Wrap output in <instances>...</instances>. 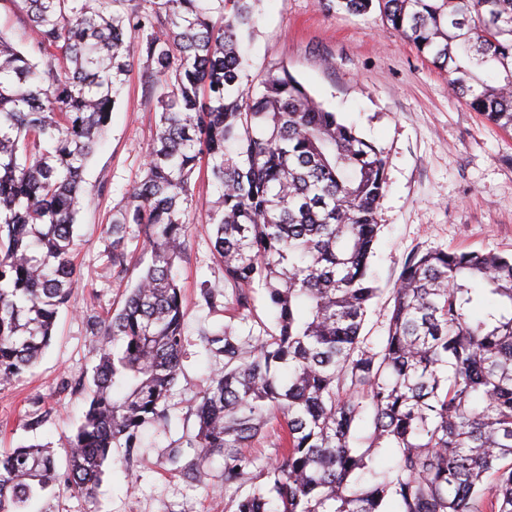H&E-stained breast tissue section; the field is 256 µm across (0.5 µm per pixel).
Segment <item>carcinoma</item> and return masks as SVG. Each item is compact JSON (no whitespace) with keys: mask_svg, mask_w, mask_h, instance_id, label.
Listing matches in <instances>:
<instances>
[{"mask_svg":"<svg viewBox=\"0 0 512 512\" xmlns=\"http://www.w3.org/2000/svg\"><path fill=\"white\" fill-rule=\"evenodd\" d=\"M12 2L31 44L0 35V385L37 363L68 307L82 174L136 64L158 116L145 176L107 229L114 275L129 270L134 226L150 262L123 307L92 323L100 348L65 472L41 444L0 451V512H35L60 484L92 499L114 449L140 447L148 426L170 431L186 330L175 265L201 166L218 191L205 223L224 298L250 312L263 289L275 325L257 336L199 328L224 371L198 396L197 429L172 463L190 448L182 470L195 481L216 455L226 485L263 473L232 512H512V257H409L386 336L365 348L382 152L287 68L249 77L255 0ZM321 4L379 11L456 95L512 129V0ZM275 421V459L247 458Z\"/></svg>","mask_w":512,"mask_h":512,"instance_id":"cac0c4a2","label":"carcinoma"}]
</instances>
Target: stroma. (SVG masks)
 I'll use <instances>...</instances> for the list:
<instances>
[{"label": "stroma", "mask_w": 512, "mask_h": 512, "mask_svg": "<svg viewBox=\"0 0 512 512\" xmlns=\"http://www.w3.org/2000/svg\"><path fill=\"white\" fill-rule=\"evenodd\" d=\"M248 47L249 73L286 66L326 109L339 113L382 152L386 190L370 270L380 288L362 334L376 347L386 333L391 290L407 258L430 250L512 255V130H503L459 100L440 72L378 12L325 10L319 0H258ZM156 122V100L141 66L125 77L121 101L101 146L84 170L78 215L80 285L62 311L50 345L24 379L0 388V450L32 442L64 461L68 438L87 406L99 347L91 323L122 308L134 274L118 278L108 258L106 228L143 177ZM196 222L188 255L177 266L186 310L183 369L169 398L168 433L149 429L133 456L116 450L95 503L62 487L44 512H224L244 494L225 486L224 459L214 457L206 480L186 478L168 461L169 445L193 433L189 406L222 360L207 357L201 324L232 323L241 335L273 324L263 297L248 317L229 307H199L202 285L223 290L224 273L203 219L218 192L206 174L192 182Z\"/></svg>", "instance_id": "obj_1"}]
</instances>
